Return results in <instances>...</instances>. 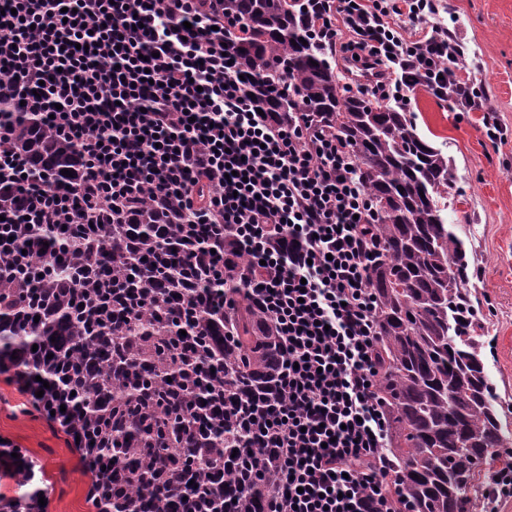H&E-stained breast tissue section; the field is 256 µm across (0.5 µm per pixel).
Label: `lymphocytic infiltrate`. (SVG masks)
Masks as SVG:
<instances>
[{
  "instance_id": "lymphocytic-infiltrate-1",
  "label": "lymphocytic infiltrate",
  "mask_w": 512,
  "mask_h": 512,
  "mask_svg": "<svg viewBox=\"0 0 512 512\" xmlns=\"http://www.w3.org/2000/svg\"><path fill=\"white\" fill-rule=\"evenodd\" d=\"M317 43L355 62L379 102L416 89L480 110L438 0H304ZM224 0H0V108L24 103L83 164L59 192L32 173L0 120L6 223H126L156 194L186 223L220 224L247 263L241 282L282 341V397L260 426L264 512H413L385 451L377 394V299L364 233L372 207L349 148L312 119L257 114L251 82L223 54Z\"/></svg>"
}]
</instances>
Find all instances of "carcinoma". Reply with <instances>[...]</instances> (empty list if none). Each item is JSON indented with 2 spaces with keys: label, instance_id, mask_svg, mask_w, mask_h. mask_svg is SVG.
I'll use <instances>...</instances> for the list:
<instances>
[{
  "label": "carcinoma",
  "instance_id": "cac0c4a2",
  "mask_svg": "<svg viewBox=\"0 0 512 512\" xmlns=\"http://www.w3.org/2000/svg\"><path fill=\"white\" fill-rule=\"evenodd\" d=\"M224 15L241 23L227 45L270 119L286 126L307 112L356 157L376 211L365 233L378 245L371 277L389 457L415 512H467L483 468H512V451L483 327L462 288L467 247L435 201L452 180L448 158L399 107L347 94L298 0H224ZM11 124L14 146L51 186L73 184L61 170L82 160L68 141L19 113ZM12 228L27 263L0 267V375L79 440L82 459H102L106 470L89 471L94 512H260L266 485L250 468L258 421L280 393L281 344L234 278L231 240L183 223L160 198L116 227ZM213 249L224 254L222 275ZM40 494L28 483L4 506L31 512Z\"/></svg>",
  "mask_w": 512,
  "mask_h": 512
}]
</instances>
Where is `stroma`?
<instances>
[{"label": "stroma", "instance_id": "stroma-1", "mask_svg": "<svg viewBox=\"0 0 512 512\" xmlns=\"http://www.w3.org/2000/svg\"><path fill=\"white\" fill-rule=\"evenodd\" d=\"M443 24L465 50L463 66L503 128L490 140L482 112L457 114L421 91L408 110L418 131L448 157V221L471 243L475 274L467 286L490 339L487 371L502 398L512 399V0H442ZM28 397L0 376V435L27 448L49 484L48 512H88V478L65 440L44 419L27 414Z\"/></svg>", "mask_w": 512, "mask_h": 512}]
</instances>
